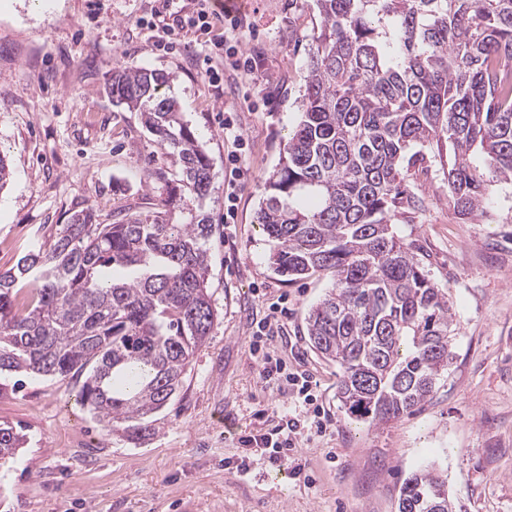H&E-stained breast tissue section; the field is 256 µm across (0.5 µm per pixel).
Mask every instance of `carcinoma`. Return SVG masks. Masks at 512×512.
<instances>
[{"mask_svg": "<svg viewBox=\"0 0 512 512\" xmlns=\"http://www.w3.org/2000/svg\"><path fill=\"white\" fill-rule=\"evenodd\" d=\"M315 6L301 119L257 219L277 273L332 277L308 313L309 340L341 370L344 413L387 423L424 402L454 359L448 293L394 231L398 215L424 207L416 171L439 161L448 208L462 216L484 209L491 184L512 183V0ZM168 82L117 70L107 85L180 169L159 210L110 224L83 211L49 248L0 272V375L88 371L80 404L110 434L148 429L215 321L213 225L193 213L170 222L210 193L212 165L162 91ZM26 442L0 424V459ZM398 512H453L434 466L405 479Z\"/></svg>", "mask_w": 512, "mask_h": 512, "instance_id": "cac0c4a2", "label": "carcinoma"}]
</instances>
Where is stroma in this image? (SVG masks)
Listing matches in <instances>:
<instances>
[{"mask_svg": "<svg viewBox=\"0 0 512 512\" xmlns=\"http://www.w3.org/2000/svg\"><path fill=\"white\" fill-rule=\"evenodd\" d=\"M162 0H0V272L48 247L59 225L95 209L108 224L153 212L180 170L143 125L112 101L113 70L169 75L166 89L202 133L212 188L194 213L213 224L207 288L217 314L169 404L140 436L103 435L78 402L80 376L0 378V424L24 448L0 460V512H397L403 480L436 463L456 512H512V185L496 184L486 215L448 208L439 163L417 184L422 211L398 235L448 291L454 360L413 412L372 426L339 406L340 370L312 348L307 316L332 288L316 274L289 281L271 268L257 222L264 184L295 128L302 73L320 25L314 0H240V48L253 75L201 66L206 36L191 29L162 49ZM233 110L248 142L235 223L224 221L227 145L217 116ZM287 299L273 354L311 375L331 425L299 441L287 467L247 457L240 436L278 425L287 386L262 382L249 347L255 320Z\"/></svg>", "mask_w": 512, "mask_h": 512, "instance_id": "35a3bbf8", "label": "stroma"}]
</instances>
